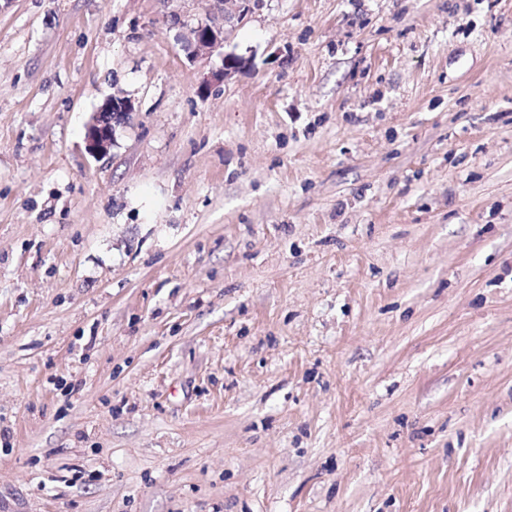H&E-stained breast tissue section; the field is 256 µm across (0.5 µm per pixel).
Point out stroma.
I'll use <instances>...</instances> for the list:
<instances>
[{
    "label": "stroma",
    "mask_w": 512,
    "mask_h": 512,
    "mask_svg": "<svg viewBox=\"0 0 512 512\" xmlns=\"http://www.w3.org/2000/svg\"><path fill=\"white\" fill-rule=\"evenodd\" d=\"M216 14L0 0V512H512V0ZM219 12L224 17V26H220L214 19L198 21L196 24L188 22L179 23L186 30L185 41L188 48L195 53H209L226 41L227 27L235 22L241 23L245 17L260 7L263 0H216ZM131 111L132 102L124 96L112 95L104 101L87 127L86 142L91 155L103 156L110 151L115 127L126 120Z\"/></svg>",
    "instance_id": "obj_1"
}]
</instances>
